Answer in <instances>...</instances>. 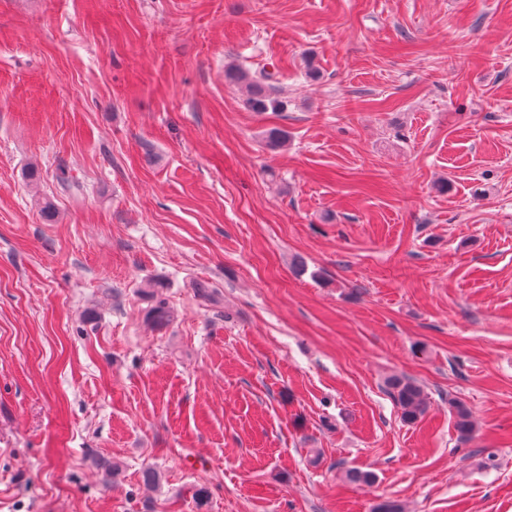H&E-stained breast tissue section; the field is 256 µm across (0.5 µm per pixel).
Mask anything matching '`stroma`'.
Masks as SVG:
<instances>
[{
	"mask_svg": "<svg viewBox=\"0 0 512 512\" xmlns=\"http://www.w3.org/2000/svg\"><path fill=\"white\" fill-rule=\"evenodd\" d=\"M384 499L512 512V0H0V512ZM224 80L229 84H244L248 88L247 101L257 112H278L283 107L282 100L276 95L272 74L263 72L249 76L238 68L229 65L224 69ZM386 388L405 423L414 424L423 417L427 398L421 384L405 375H393L387 379ZM448 408L453 416L458 437L463 441L469 440L475 433L476 426L466 404L459 399L453 398L449 399Z\"/></svg>",
	"mask_w": 512,
	"mask_h": 512,
	"instance_id": "35a3bbf8",
	"label": "stroma"
}]
</instances>
